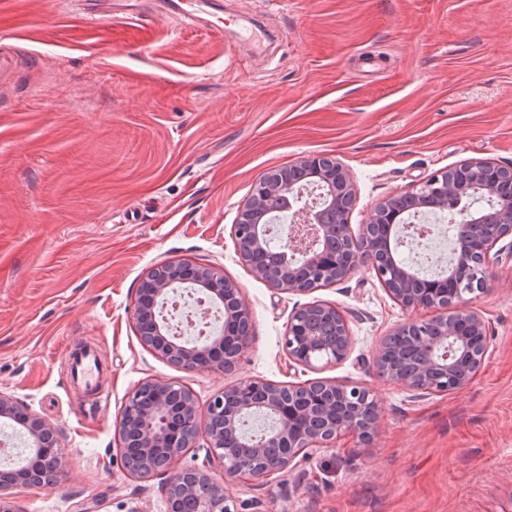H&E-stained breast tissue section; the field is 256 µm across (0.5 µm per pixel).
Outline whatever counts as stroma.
<instances>
[{
  "label": "stroma",
  "mask_w": 512,
  "mask_h": 512,
  "mask_svg": "<svg viewBox=\"0 0 512 512\" xmlns=\"http://www.w3.org/2000/svg\"><path fill=\"white\" fill-rule=\"evenodd\" d=\"M186 21L147 0L101 26L75 0H0V392L60 431L50 488L18 486L22 512H167L166 474L116 454L128 394L158 378L199 406L247 379L316 376L371 390L373 446L346 435L292 472L238 480L244 512H512V236L467 299L490 350L464 388L412 398L379 376L375 348L409 317L374 271L279 294L241 263L232 227L259 177L329 154L357 189L350 222L438 171L512 166V0H219ZM223 268L253 310L233 371L153 356L129 317L153 266ZM345 314L353 347L316 372L290 364L292 309ZM98 357L107 405L72 381L68 347Z\"/></svg>",
  "instance_id": "obj_1"
}]
</instances>
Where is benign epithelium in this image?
Listing matches in <instances>:
<instances>
[{
  "label": "benign epithelium",
  "instance_id": "1",
  "mask_svg": "<svg viewBox=\"0 0 512 512\" xmlns=\"http://www.w3.org/2000/svg\"><path fill=\"white\" fill-rule=\"evenodd\" d=\"M316 178L323 189L322 206L296 212L281 227L277 251L283 261L272 264L268 218L290 207L302 194L301 182ZM481 185L494 200L487 211L460 214L452 257L441 276L427 279L398 258L396 244L407 228L406 215L436 217L448 204ZM356 205L350 173L330 155H307L296 163L262 174L233 225L243 264L278 293L308 294L341 283L371 267L387 295L406 311L430 310L428 319H410L385 336L376 349L375 366L389 381L421 395L448 392L467 385L479 372L490 339L481 313L463 301L499 254L494 246L512 235V166L475 161L436 174L379 203L369 221L353 231L349 217ZM189 284L201 302L224 312V323L197 339L170 334L157 315L179 285ZM132 320L142 344L168 364L188 371H229L248 348L252 309L241 288L211 265L171 261L152 267L140 282ZM352 336L336 305L312 302L288 317L283 347L290 363L315 367L346 358ZM272 420L261 439L249 436L250 417ZM0 418L21 423L29 461L18 470L0 473V512H19L8 493L17 484L43 488L44 467L58 478L62 445L57 430L14 398L0 392ZM380 427V409L370 390L336 379L282 384L249 379L224 387L206 408L185 387L148 379L128 397L116 419L119 457L126 472L147 477L168 474V512H181L179 500L193 499L195 512H240L226 484L240 478H267L292 467L306 448L330 447L343 435L365 446ZM204 441L222 469L174 467L183 452Z\"/></svg>",
  "mask_w": 512,
  "mask_h": 512
}]
</instances>
